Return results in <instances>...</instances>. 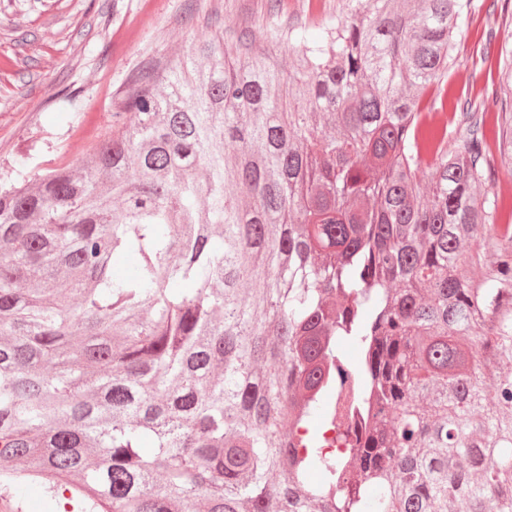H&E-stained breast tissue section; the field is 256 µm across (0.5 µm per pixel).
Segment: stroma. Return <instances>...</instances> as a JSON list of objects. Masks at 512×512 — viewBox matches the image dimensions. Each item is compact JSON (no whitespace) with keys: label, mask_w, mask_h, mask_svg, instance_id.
Masks as SVG:
<instances>
[{"label":"stroma","mask_w":512,"mask_h":512,"mask_svg":"<svg viewBox=\"0 0 512 512\" xmlns=\"http://www.w3.org/2000/svg\"><path fill=\"white\" fill-rule=\"evenodd\" d=\"M0 0V186L10 187L13 161L29 152L31 174L81 164L112 131L130 75L142 62L184 56L201 37L234 42L247 31L322 34V17L349 0ZM512 33V0H471L461 17L468 35L453 52L448 85L459 97L489 88L512 105V82L495 80L499 54L479 42L487 15ZM6 512H85L70 492L24 495L0 484Z\"/></svg>","instance_id":"1"}]
</instances>
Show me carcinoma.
I'll use <instances>...</instances> for the list:
<instances>
[{
    "mask_svg": "<svg viewBox=\"0 0 512 512\" xmlns=\"http://www.w3.org/2000/svg\"><path fill=\"white\" fill-rule=\"evenodd\" d=\"M389 2L298 36L290 78L248 38L193 43L191 67L130 76L84 164L34 179L16 158L0 191L16 494L512 512V212L476 193L512 176V112L455 99L468 130L448 147L436 117L465 4ZM328 378L373 397L345 460L309 431L336 417Z\"/></svg>",
    "mask_w": 512,
    "mask_h": 512,
    "instance_id": "carcinoma-1",
    "label": "carcinoma"
}]
</instances>
